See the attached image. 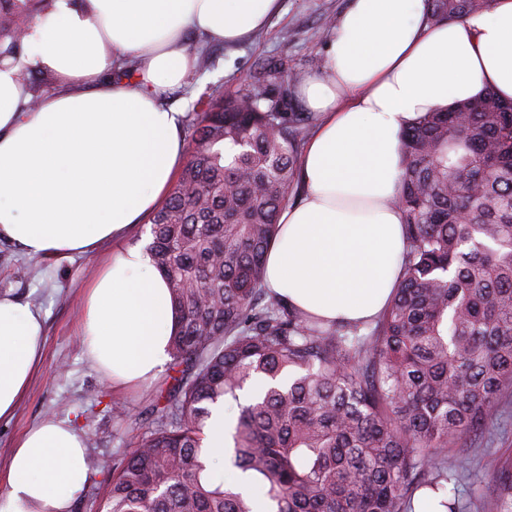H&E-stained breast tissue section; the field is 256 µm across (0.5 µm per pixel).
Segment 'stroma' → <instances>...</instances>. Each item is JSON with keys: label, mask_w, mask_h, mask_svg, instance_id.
<instances>
[{"label": "stroma", "mask_w": 512, "mask_h": 512, "mask_svg": "<svg viewBox=\"0 0 512 512\" xmlns=\"http://www.w3.org/2000/svg\"><path fill=\"white\" fill-rule=\"evenodd\" d=\"M350 0H281V10L269 26L248 41L228 46L190 37L193 50L208 52L216 60L206 74L191 73L186 92L170 102L178 111L191 112L199 95L209 87L222 94L235 93L242 79L254 70L276 63L310 74L327 65L328 23L345 10ZM103 246L94 257L37 260L15 245L0 240V293H10L46 314L43 360L13 417L0 421V471H5L17 439L30 427L53 416L69 420L86 437L87 457L112 460L128 451L132 433L113 414L121 406L133 415L140 429L151 425L144 408L159 380L132 388L115 389L86 360L80 333L82 294L98 273Z\"/></svg>", "instance_id": "1"}]
</instances>
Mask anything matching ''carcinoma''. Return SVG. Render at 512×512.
Segmentation results:
<instances>
[{
    "label": "carcinoma",
    "mask_w": 512,
    "mask_h": 512,
    "mask_svg": "<svg viewBox=\"0 0 512 512\" xmlns=\"http://www.w3.org/2000/svg\"><path fill=\"white\" fill-rule=\"evenodd\" d=\"M432 23L490 0H428ZM50 0H0V61L32 102L52 78L22 61L20 34ZM282 66L239 93H204L193 144L151 221L148 250L171 290V375L151 428L113 462L103 512H512V457L490 452L489 498L460 487L512 391V101L488 91L418 116L403 132V273L384 312L350 324L264 288L265 255L319 120L295 112ZM249 381L268 384L243 404ZM236 405L232 464L261 499L217 482L205 448L212 406Z\"/></svg>",
    "instance_id": "obj_1"
}]
</instances>
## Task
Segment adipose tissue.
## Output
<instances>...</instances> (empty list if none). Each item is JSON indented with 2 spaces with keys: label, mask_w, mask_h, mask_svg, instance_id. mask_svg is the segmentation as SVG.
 <instances>
[{
  "label": "adipose tissue",
  "mask_w": 512,
  "mask_h": 512,
  "mask_svg": "<svg viewBox=\"0 0 512 512\" xmlns=\"http://www.w3.org/2000/svg\"><path fill=\"white\" fill-rule=\"evenodd\" d=\"M280 0H52L23 39L26 62L57 86L31 103L0 63V239L35 259L112 253L86 287L85 355L117 387L169 364L175 313L165 278L131 244L185 161L183 115L168 103L197 65L188 34L237 44ZM132 58L137 78L118 72ZM494 91L512 100V0L431 24L427 0H351L328 36L327 65L298 94L320 116L284 207L265 285L313 316L367 320L401 277L402 134L424 112ZM38 308L0 295V419L41 360ZM88 480L86 444L46 419L15 443L0 512H70Z\"/></svg>",
  "instance_id": "ef3b65f1"
}]
</instances>
